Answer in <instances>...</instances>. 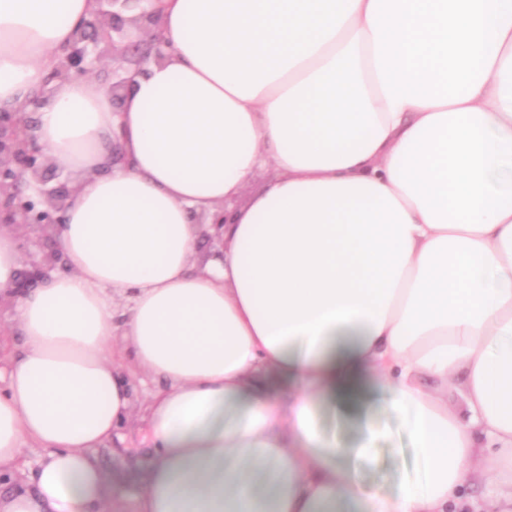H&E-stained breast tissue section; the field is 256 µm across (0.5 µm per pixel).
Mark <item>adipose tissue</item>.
<instances>
[{"label":"adipose tissue","instance_id":"adipose-tissue-1","mask_svg":"<svg viewBox=\"0 0 512 512\" xmlns=\"http://www.w3.org/2000/svg\"><path fill=\"white\" fill-rule=\"evenodd\" d=\"M150 6L173 49L120 111L81 79L35 115L74 177L68 273L16 294L0 229L22 336L0 352V512H110L91 451L136 398L115 336L158 384L137 512H457L490 474L512 512V0ZM91 7L0 0V109L39 91ZM263 169L265 191L215 224ZM365 381L418 452L391 496L347 467L373 438L315 426L319 396Z\"/></svg>","mask_w":512,"mask_h":512}]
</instances>
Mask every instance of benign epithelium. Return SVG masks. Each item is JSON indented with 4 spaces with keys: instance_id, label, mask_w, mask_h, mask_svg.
I'll return each instance as SVG.
<instances>
[{
    "instance_id": "obj_1",
    "label": "benign epithelium",
    "mask_w": 512,
    "mask_h": 512,
    "mask_svg": "<svg viewBox=\"0 0 512 512\" xmlns=\"http://www.w3.org/2000/svg\"><path fill=\"white\" fill-rule=\"evenodd\" d=\"M94 7L74 27L67 47L59 53L45 85L79 76L92 77L112 63V80L101 83L113 111L121 108L129 88L128 72L146 73V66L165 60L172 44L159 29L157 15L144 7L150 0H93ZM28 125L22 111L0 110V205L1 224H62L70 189L42 192L45 209L33 212L23 200L22 186L36 189L50 165L45 149L36 139L20 138Z\"/></svg>"
}]
</instances>
